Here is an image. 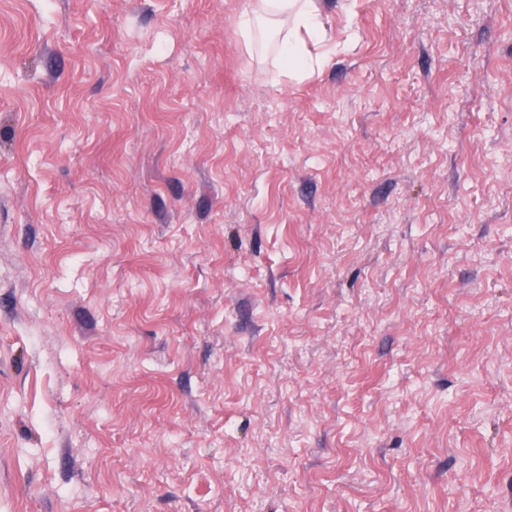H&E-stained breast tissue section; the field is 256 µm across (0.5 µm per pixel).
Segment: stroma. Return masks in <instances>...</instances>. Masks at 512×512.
<instances>
[{
    "label": "stroma",
    "mask_w": 512,
    "mask_h": 512,
    "mask_svg": "<svg viewBox=\"0 0 512 512\" xmlns=\"http://www.w3.org/2000/svg\"><path fill=\"white\" fill-rule=\"evenodd\" d=\"M0 0V512H512V0ZM288 32L279 38H272L277 54L280 72L289 77H303L322 68L328 61L326 54H320L314 60L307 49L306 38L313 42H322L324 30L317 9L312 0H259L251 11L240 16L238 35L249 50L258 38L270 35L278 30L282 23L288 24Z\"/></svg>",
    "instance_id": "1"
}]
</instances>
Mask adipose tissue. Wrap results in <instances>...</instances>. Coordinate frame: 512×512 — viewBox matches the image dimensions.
<instances>
[{
	"mask_svg": "<svg viewBox=\"0 0 512 512\" xmlns=\"http://www.w3.org/2000/svg\"><path fill=\"white\" fill-rule=\"evenodd\" d=\"M287 24V33L273 38L280 72L289 77H303L314 67L324 66L327 55H311L308 42L324 39V30L313 0H258L253 10L242 13L237 29L244 46L250 47L258 38L270 36L280 24Z\"/></svg>",
	"mask_w": 512,
	"mask_h": 512,
	"instance_id": "obj_1",
	"label": "adipose tissue"
}]
</instances>
